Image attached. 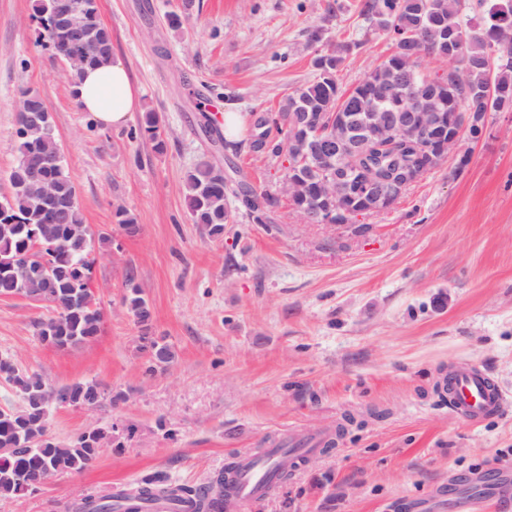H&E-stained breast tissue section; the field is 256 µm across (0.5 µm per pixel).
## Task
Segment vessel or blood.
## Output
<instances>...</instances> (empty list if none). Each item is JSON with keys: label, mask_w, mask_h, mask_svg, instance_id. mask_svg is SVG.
I'll return each mask as SVG.
<instances>
[{"label": "vessel or blood", "mask_w": 512, "mask_h": 512, "mask_svg": "<svg viewBox=\"0 0 512 512\" xmlns=\"http://www.w3.org/2000/svg\"><path fill=\"white\" fill-rule=\"evenodd\" d=\"M449 378L448 385L442 388L448 406L470 421L500 415L512 404V398L494 387L478 369L460 368L452 371ZM281 457V452L277 451L261 461L243 459L233 493L235 503L244 505L263 499Z\"/></svg>", "instance_id": "1"}]
</instances>
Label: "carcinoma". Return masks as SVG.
Masks as SVG:
<instances>
[{"label":"carcinoma","mask_w":512,"mask_h":512,"mask_svg":"<svg viewBox=\"0 0 512 512\" xmlns=\"http://www.w3.org/2000/svg\"><path fill=\"white\" fill-rule=\"evenodd\" d=\"M89 38L79 44L69 41L54 21L55 0H36L32 19L37 24V40L50 46L61 58L72 52L96 66L113 57L112 32L101 21L98 0H76ZM482 22L473 24L463 14L462 0H364L361 13L370 31L391 43L392 53L374 67L352 90L342 89L337 72L346 46L320 52L313 61L312 81L291 92L275 112L257 116L254 126L288 127L291 146L269 139L261 148L273 157L283 149L292 152L303 141L336 140V126L323 118L326 112H346L356 122L366 112H438L459 108L467 93L484 89L488 80L487 62L491 53L508 54L498 61L495 84L512 94V0H480ZM464 28L467 39L464 54L450 64L458 80L448 84V76L430 73L425 58L409 60L401 49L414 39L434 45L432 58L448 62V45L443 32ZM41 106L39 112L16 115L17 160L8 172V194L0 196V297L25 296L50 303L54 314L36 324L43 340L60 336L61 350L79 347L100 335L104 314L90 288L95 264L94 234L84 223L77 187L69 176L55 134L51 112L42 96L25 91ZM139 134L153 144L156 153L166 150L160 119L146 112L139 123ZM428 139L415 133L406 139L374 141L352 160L351 174L365 172L379 179L392 177L397 168L412 161ZM44 166L52 187L46 199L30 184L29 168ZM336 170V154L320 158L313 152L289 169L302 188L290 200L301 213L315 206L322 217L345 221L344 212L356 208L348 196L326 198L322 182ZM233 194L256 224L270 223V213L279 198L254 189L245 179L231 184L208 155L202 156L184 177V200L192 223L212 240L224 239V225L233 223L228 194ZM116 224L132 236L139 231L127 210L114 212ZM128 294L124 304L140 331V350L147 360L145 373L154 375L168 369L176 354L164 338L153 335L152 313L134 275L127 274ZM0 380L10 384L20 398L16 409H0V496L34 493L39 478L48 469L80 472L93 466L102 433L85 432L69 443L47 438L48 425L34 418L35 403L46 408L62 401L69 405L96 404L100 393L94 382H76L56 387L37 372L19 369L6 358L0 359ZM234 483V471L226 468L198 486L172 485L159 477H147L133 493H104L89 496L77 505V512H154L157 505H168V512H224V496Z\"/></svg>","instance_id":"carcinoma-1"}]
</instances>
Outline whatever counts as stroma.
I'll return each instance as SVG.
<instances>
[{"label": "stroma", "instance_id": "obj_1", "mask_svg": "<svg viewBox=\"0 0 512 512\" xmlns=\"http://www.w3.org/2000/svg\"><path fill=\"white\" fill-rule=\"evenodd\" d=\"M363 0H98L116 58L158 112L164 153L136 137L138 115L97 126L74 103L67 63L39 45L33 0H0V195L17 160L23 89L53 117L94 244L100 336L59 350L36 334L49 303L0 298V356L56 386L96 382L99 404L52 406L49 433L67 443L103 429L93 467L39 491L0 497V512H74L82 499L159 476L197 485L229 457L271 439L350 427L331 453L240 512H512V411L470 422L436 384L474 367L512 394V112H490L391 209L355 235L304 223L280 197L274 230L237 198L215 241L189 219L184 176L202 154L278 194L282 161L255 150L250 119L308 83L318 52L348 45L337 74L351 89L392 52L366 38ZM183 15L180 29L167 23ZM322 40H307L311 29ZM209 86L205 102L194 92ZM245 122L231 147L203 122ZM140 226L126 235L114 211ZM176 360L145 375L139 329L122 304L127 274Z\"/></svg>", "mask_w": 512, "mask_h": 512}]
</instances>
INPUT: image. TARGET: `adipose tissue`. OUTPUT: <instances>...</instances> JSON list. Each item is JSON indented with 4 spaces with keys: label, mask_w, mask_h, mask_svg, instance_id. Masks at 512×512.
<instances>
[{
    "label": "adipose tissue",
    "mask_w": 512,
    "mask_h": 512,
    "mask_svg": "<svg viewBox=\"0 0 512 512\" xmlns=\"http://www.w3.org/2000/svg\"><path fill=\"white\" fill-rule=\"evenodd\" d=\"M70 90L77 106L104 128L123 125L141 107L140 93L117 59L85 68Z\"/></svg>",
    "instance_id": "obj_1"
}]
</instances>
